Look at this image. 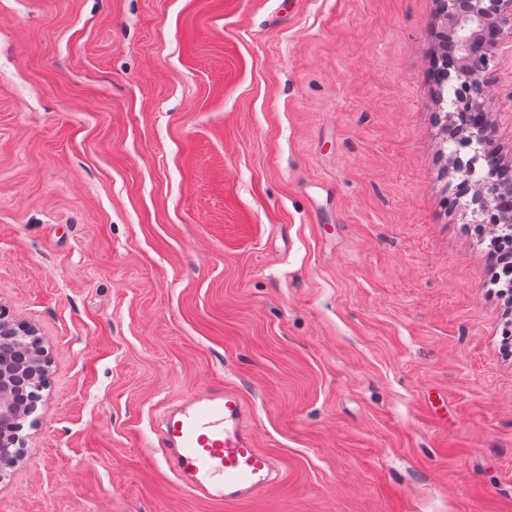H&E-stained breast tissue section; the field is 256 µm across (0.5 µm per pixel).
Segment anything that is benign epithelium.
<instances>
[{"instance_id": "obj_1", "label": "benign epithelium", "mask_w": 512, "mask_h": 512, "mask_svg": "<svg viewBox=\"0 0 512 512\" xmlns=\"http://www.w3.org/2000/svg\"><path fill=\"white\" fill-rule=\"evenodd\" d=\"M438 10L444 22L453 25L457 40L450 45L451 64L442 80L449 85L448 142L455 145L453 168L464 175L459 183L454 205L469 191V180L477 174L480 159L487 155L488 124L472 123L473 112L489 115L493 111V93L485 77L487 64L494 61L488 54L486 64L478 61L476 50L483 30L493 31V45L504 39L512 40V0H438ZM472 152L469 159L460 149ZM512 178V170L499 165L482 172L479 189L470 204L475 224H491L511 232L512 212L492 207L490 198L504 180ZM49 358L35 327L14 323L0 313V482L8 470L23 458L25 436L23 430L38 425L33 414L37 403L27 404L19 399L22 384L40 385L47 376Z\"/></svg>"}]
</instances>
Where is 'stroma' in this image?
Listing matches in <instances>:
<instances>
[{
	"instance_id": "35a3bbf8",
	"label": "stroma",
	"mask_w": 512,
	"mask_h": 512,
	"mask_svg": "<svg viewBox=\"0 0 512 512\" xmlns=\"http://www.w3.org/2000/svg\"><path fill=\"white\" fill-rule=\"evenodd\" d=\"M435 0H0V305L51 357L0 512H512V329L448 199ZM490 135L512 165V42ZM237 384L279 486L154 430Z\"/></svg>"
}]
</instances>
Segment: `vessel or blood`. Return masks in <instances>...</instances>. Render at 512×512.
I'll return each mask as SVG.
<instances>
[{"label":"vessel or blood","instance_id":"obj_1","mask_svg":"<svg viewBox=\"0 0 512 512\" xmlns=\"http://www.w3.org/2000/svg\"><path fill=\"white\" fill-rule=\"evenodd\" d=\"M249 417L244 394L228 382L192 394L168 411L160 446L184 492L236 505L281 482L278 460L254 444Z\"/></svg>","mask_w":512,"mask_h":512}]
</instances>
